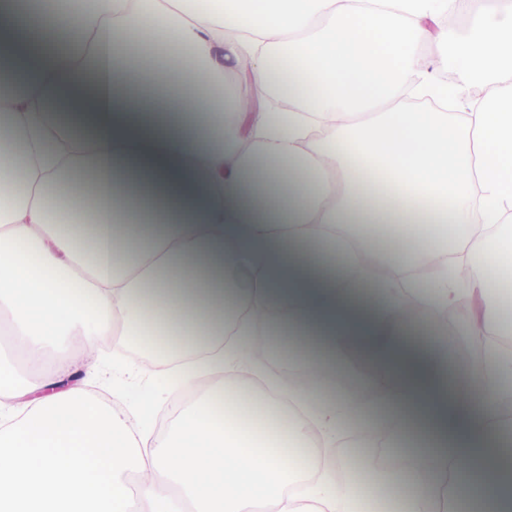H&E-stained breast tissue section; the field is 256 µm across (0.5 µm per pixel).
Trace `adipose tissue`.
I'll list each match as a JSON object with an SVG mask.
<instances>
[{
	"label": "adipose tissue",
	"instance_id": "1",
	"mask_svg": "<svg viewBox=\"0 0 512 512\" xmlns=\"http://www.w3.org/2000/svg\"><path fill=\"white\" fill-rule=\"evenodd\" d=\"M0 0V512H362L366 485L393 512H506L512 450V0ZM449 63L455 84L431 66ZM478 88V98L467 95ZM454 112L393 105L397 91ZM271 93L295 108L262 106ZM65 107L85 128L57 121ZM325 245L356 277L328 281L296 245ZM481 261L467 286L449 265ZM445 325L460 299L483 353L449 371L408 342L409 292ZM281 319L354 352L353 395L311 378L256 393L250 348ZM166 336L203 350L157 365L195 401L167 433L135 428L60 374L31 381L16 352L78 333L96 351ZM248 404L250 423L223 407ZM391 425L424 440L360 481L335 457L345 434L382 445ZM144 475L137 488L128 476Z\"/></svg>",
	"mask_w": 512,
	"mask_h": 512
}]
</instances>
